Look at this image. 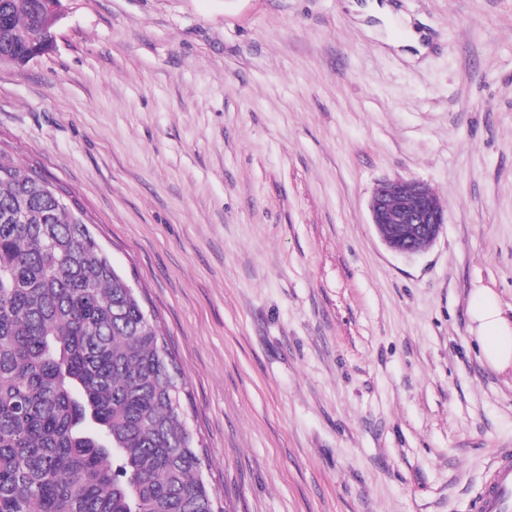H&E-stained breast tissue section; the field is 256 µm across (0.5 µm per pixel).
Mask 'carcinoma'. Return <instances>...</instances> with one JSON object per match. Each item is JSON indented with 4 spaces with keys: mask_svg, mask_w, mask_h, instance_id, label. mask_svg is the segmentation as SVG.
Masks as SVG:
<instances>
[{
    "mask_svg": "<svg viewBox=\"0 0 512 512\" xmlns=\"http://www.w3.org/2000/svg\"><path fill=\"white\" fill-rule=\"evenodd\" d=\"M0 0V56L40 44ZM0 150V512H224L180 369L84 217Z\"/></svg>",
    "mask_w": 512,
    "mask_h": 512,
    "instance_id": "1",
    "label": "carcinoma"
}]
</instances>
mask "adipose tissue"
<instances>
[{"instance_id":"1","label":"adipose tissue","mask_w":512,"mask_h":512,"mask_svg":"<svg viewBox=\"0 0 512 512\" xmlns=\"http://www.w3.org/2000/svg\"><path fill=\"white\" fill-rule=\"evenodd\" d=\"M469 315L481 343L484 362L505 371L512 368V320L503 314L496 295L486 288L474 289L469 300Z\"/></svg>"}]
</instances>
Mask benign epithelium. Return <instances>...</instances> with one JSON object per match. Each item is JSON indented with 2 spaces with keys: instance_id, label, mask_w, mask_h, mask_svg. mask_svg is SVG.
<instances>
[{
  "instance_id": "1",
  "label": "benign epithelium",
  "mask_w": 512,
  "mask_h": 512,
  "mask_svg": "<svg viewBox=\"0 0 512 512\" xmlns=\"http://www.w3.org/2000/svg\"><path fill=\"white\" fill-rule=\"evenodd\" d=\"M42 48L27 55L28 62L53 46L56 23L62 16V0H38ZM371 224L391 252L412 256L421 251L418 243H432L446 224V208L440 198L420 181H388L369 201Z\"/></svg>"
}]
</instances>
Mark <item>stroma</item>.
Wrapping results in <instances>:
<instances>
[{
	"label": "stroma",
	"mask_w": 512,
	"mask_h": 512,
	"mask_svg": "<svg viewBox=\"0 0 512 512\" xmlns=\"http://www.w3.org/2000/svg\"><path fill=\"white\" fill-rule=\"evenodd\" d=\"M63 0L0 63V148L79 203L155 314L226 512H473L512 452V0ZM419 180L447 222L391 252L368 201ZM469 315L484 362L499 371L512 368V320L503 317L496 295L487 288H475Z\"/></svg>",
	"instance_id": "obj_1"
}]
</instances>
